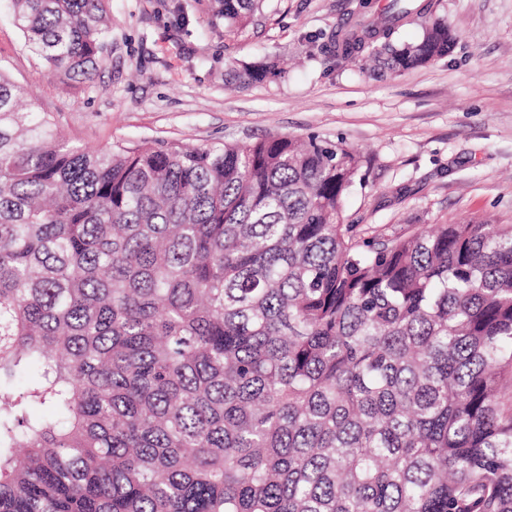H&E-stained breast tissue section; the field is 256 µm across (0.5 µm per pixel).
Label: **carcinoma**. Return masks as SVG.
<instances>
[{"mask_svg":"<svg viewBox=\"0 0 512 512\" xmlns=\"http://www.w3.org/2000/svg\"><path fill=\"white\" fill-rule=\"evenodd\" d=\"M108 5L10 0L82 81ZM454 40L390 0L324 52L385 73ZM27 97L0 73V512H512L511 224L359 238L342 141L90 149Z\"/></svg>","mask_w":512,"mask_h":512,"instance_id":"obj_1","label":"carcinoma"}]
</instances>
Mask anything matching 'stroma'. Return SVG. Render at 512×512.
Wrapping results in <instances>:
<instances>
[{"instance_id":"1","label":"stroma","mask_w":512,"mask_h":512,"mask_svg":"<svg viewBox=\"0 0 512 512\" xmlns=\"http://www.w3.org/2000/svg\"><path fill=\"white\" fill-rule=\"evenodd\" d=\"M385 0H265L226 31L214 0H111L92 81L53 74L0 0V71L70 141L92 148L315 134L369 165L344 212L359 237L430 224H512V0H438L448 55L400 73L321 51L339 20ZM275 66L263 81L248 71Z\"/></svg>"}]
</instances>
